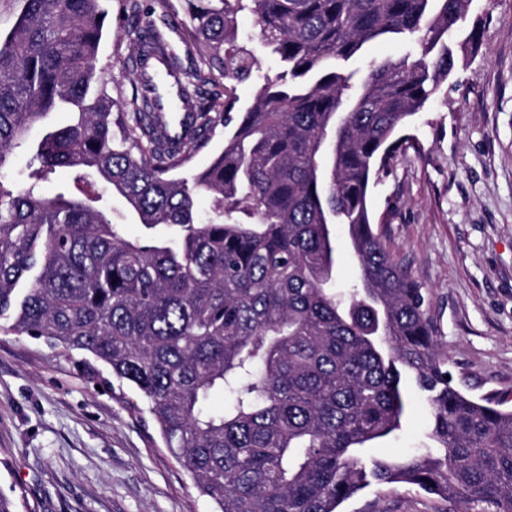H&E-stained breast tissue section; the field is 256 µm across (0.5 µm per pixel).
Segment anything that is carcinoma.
<instances>
[{
  "label": "carcinoma",
  "instance_id": "obj_1",
  "mask_svg": "<svg viewBox=\"0 0 512 512\" xmlns=\"http://www.w3.org/2000/svg\"><path fill=\"white\" fill-rule=\"evenodd\" d=\"M125 2L135 61L156 57L182 90L179 136L143 82L112 129L116 101L97 88L102 0H25L0 35V319L12 320L0 330L77 351L134 389L215 512H341L373 483L512 512V408L453 383L423 288L370 202L409 143L398 132L455 70L448 35L471 0H187L207 49L189 70L166 15ZM244 10L279 71L235 120L221 79L258 68L238 41ZM390 37L409 42L401 56L351 67ZM59 111L76 120L46 129L30 184L6 183L14 149ZM219 126L216 158L178 176ZM59 168L119 194L150 236L119 235L102 194H39ZM334 225L359 263L347 288ZM407 378L428 443L366 457L400 430ZM216 393L230 395L222 411L208 409Z\"/></svg>",
  "mask_w": 512,
  "mask_h": 512
}]
</instances>
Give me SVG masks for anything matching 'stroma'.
Segmentation results:
<instances>
[{"mask_svg":"<svg viewBox=\"0 0 512 512\" xmlns=\"http://www.w3.org/2000/svg\"><path fill=\"white\" fill-rule=\"evenodd\" d=\"M106 37L99 87L130 96L132 52L124 0H103ZM168 38L184 64L206 55L190 37L186 0H168ZM477 46L406 128L418 149L398 153L373 188L395 259L431 300L457 385L512 407V0H473ZM134 392L80 353L0 332V494L17 512H213L164 448ZM426 402L410 393L396 434L376 457L423 446ZM343 512H461L418 488L370 485Z\"/></svg>","mask_w":512,"mask_h":512,"instance_id":"35a3bbf8","label":"stroma"}]
</instances>
